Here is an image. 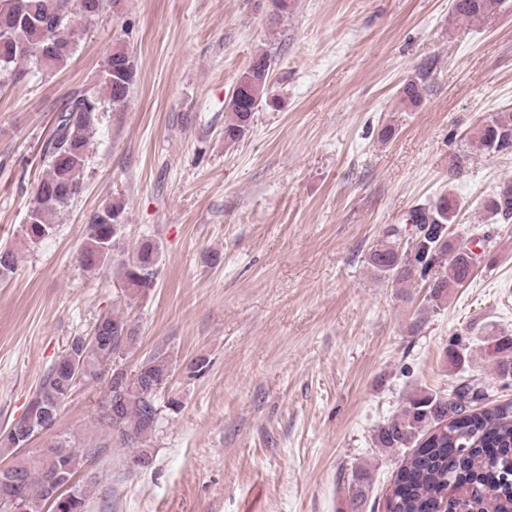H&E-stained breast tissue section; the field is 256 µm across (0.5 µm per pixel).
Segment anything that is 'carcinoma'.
Masks as SVG:
<instances>
[{
    "mask_svg": "<svg viewBox=\"0 0 512 512\" xmlns=\"http://www.w3.org/2000/svg\"><path fill=\"white\" fill-rule=\"evenodd\" d=\"M104 0H0V76L19 80L32 67L48 71L63 68L77 42L76 19L92 23L103 10ZM500 0H454V13L461 20H478L494 14ZM271 59L256 55L240 79L238 96L225 105L224 141L236 144L250 131L253 114L268 98ZM135 78L134 61L122 48L109 55L100 71L104 95L82 93L71 96L58 112L52 132L43 146L47 164L38 180L33 201L22 226L32 243L55 231L52 217L71 206L83 192L89 161L90 137L101 123L105 103L125 105ZM424 76L408 80L404 100L412 105L422 101ZM476 150L487 156L512 154V110L494 113L474 135ZM460 208L448 193L436 202L412 209L406 221L410 238L401 243L396 227L386 232L388 241L371 250L369 264L380 276L401 284L430 283V302L440 304L449 288L469 280L484 255L448 239V225ZM486 210L501 221L512 220V181L504 183L485 203ZM126 221L120 203L109 202L90 218L80 252L87 271L97 269L111 256ZM161 263L160 247L145 240L121 262L120 290L139 294L155 286ZM448 265V275L432 278L435 268ZM16 257L0 250V281L14 274ZM138 332L121 314L108 313L94 325L90 336L72 337L33 394L21 419L0 432V448H27L33 437L51 430L62 410L82 384L101 377L117 349L137 344ZM512 350V336L496 340L497 375L512 378V359L503 354ZM170 374V362L161 353L144 359L122 381L109 379V400L119 403L118 413L107 408L99 424L105 437L84 449L93 458L116 439L135 449L128 462L145 469L152 463L148 440L156 432L162 416L158 401ZM486 388L479 378L457 384L456 400L445 394L421 389L412 393L401 409L380 426L376 443L381 448H410L385 492L386 512H512V401L485 404L487 396H474ZM82 456L72 441L61 438L12 466L0 468V494L4 482L19 485L17 500H3L7 512H87L85 489L73 483ZM369 472L361 467L348 479L351 512L366 503Z\"/></svg>",
    "mask_w": 512,
    "mask_h": 512,
    "instance_id": "carcinoma-1",
    "label": "carcinoma"
}]
</instances>
